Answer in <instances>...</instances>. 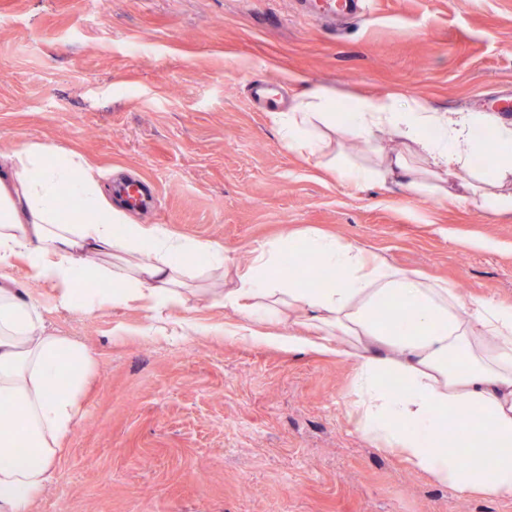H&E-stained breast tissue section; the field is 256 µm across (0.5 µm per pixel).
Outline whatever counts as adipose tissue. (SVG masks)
I'll list each match as a JSON object with an SVG mask.
<instances>
[{
    "label": "adipose tissue",
    "instance_id": "adipose-tissue-1",
    "mask_svg": "<svg viewBox=\"0 0 512 512\" xmlns=\"http://www.w3.org/2000/svg\"><path fill=\"white\" fill-rule=\"evenodd\" d=\"M273 120L286 147L332 167L342 182L396 179L426 195L467 169L464 199L512 214V127L459 120L395 96L340 103L325 90L298 95ZM383 130L403 150L377 147ZM351 137L370 144V162L341 159L339 146ZM489 139L501 152L475 165ZM64 194L70 206L61 205ZM295 242L286 236L259 247L236 288L218 300L274 317L271 297L287 294L309 335L259 336L256 344L335 351L353 367L358 433L460 495L512 497V307L490 297L463 302L447 281L319 234L303 242L333 271L332 286L271 277ZM197 255L206 258L199 271L190 263ZM19 259L32 278L56 288L62 308L141 300L158 313L181 304L188 276L223 278L225 263L218 246L130 222L101 192L88 161L39 142L0 153V268ZM98 281L113 291L90 292ZM92 368L82 343L48 330L22 288L0 279V512H34L55 478Z\"/></svg>",
    "mask_w": 512,
    "mask_h": 512
}]
</instances>
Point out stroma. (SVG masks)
Instances as JSON below:
<instances>
[{"instance_id": "obj_1", "label": "stroma", "mask_w": 512, "mask_h": 512, "mask_svg": "<svg viewBox=\"0 0 512 512\" xmlns=\"http://www.w3.org/2000/svg\"><path fill=\"white\" fill-rule=\"evenodd\" d=\"M263 79L291 98L394 93L511 125L512 0H369L336 29L305 0H0V151H77L107 195L120 173L151 183L157 205L132 220L222 246L225 287L256 246L319 232L463 301L512 305L511 215L341 184L255 110L248 84ZM4 274L94 357L35 512H512L361 437L349 363L254 344L293 330L287 300L272 322L189 290L161 315L66 310L24 260Z\"/></svg>"}]
</instances>
